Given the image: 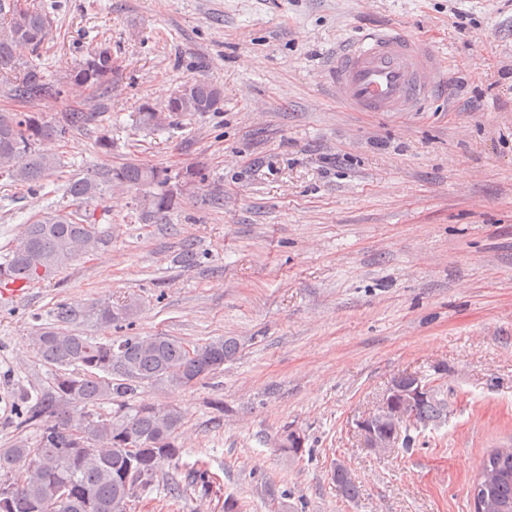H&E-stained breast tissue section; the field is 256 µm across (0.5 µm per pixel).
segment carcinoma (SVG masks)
<instances>
[{"instance_id": "cac0c4a2", "label": "carcinoma", "mask_w": 512, "mask_h": 512, "mask_svg": "<svg viewBox=\"0 0 512 512\" xmlns=\"http://www.w3.org/2000/svg\"><path fill=\"white\" fill-rule=\"evenodd\" d=\"M51 31L50 20L35 0H0V76L6 93L24 103L56 101L67 87L92 89L99 97L112 95L118 65L108 46H101L76 67L67 84L49 78L35 58ZM220 89L205 79H192L173 92L158 110L144 104L132 113L140 130L159 131L170 118L186 112H216ZM93 113L81 109L57 112L49 119L16 112H0V176L39 187L59 167L53 154L41 149L48 141H62L87 129ZM167 175L154 168L129 164L87 171L66 187V196L82 204L70 212L58 210L25 224L0 257V288L14 280L39 278L37 265L54 274L82 255L105 243L91 204L106 187L116 183L143 190L137 199L141 219L150 221L171 206L173 192L166 189ZM139 305L129 299L90 306L89 313L105 324H121L132 318ZM45 363L65 369L56 375L51 393L29 405L31 417L42 421L39 442L0 449V512H127L137 494L152 489L159 466L179 459L175 435L183 423L176 409L151 404H131L129 398L144 384L189 386L215 373L239 352L232 336L216 337L189 347L173 336H122L100 342L59 327H45L31 338ZM430 385L429 394L411 403L397 404L374 413L373 423L381 438L378 453L394 448L392 431L402 426V443L410 447V431H421L447 419L448 399L443 386L420 376ZM114 405L112 415L96 408ZM282 454L295 459L304 452V438L282 430L278 437ZM481 495L473 500V512H512V446L487 451L477 472ZM332 480L336 492L352 500L359 495L352 471L335 464ZM214 478L197 464L171 476L170 494L191 490L208 498Z\"/></svg>"}]
</instances>
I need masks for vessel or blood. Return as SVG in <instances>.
Here are the masks:
<instances>
[{"label":"vessel or blood","instance_id":"obj_1","mask_svg":"<svg viewBox=\"0 0 512 512\" xmlns=\"http://www.w3.org/2000/svg\"><path fill=\"white\" fill-rule=\"evenodd\" d=\"M445 62L406 28L341 42L324 73L336 99L354 112H417L444 89Z\"/></svg>","mask_w":512,"mask_h":512}]
</instances>
